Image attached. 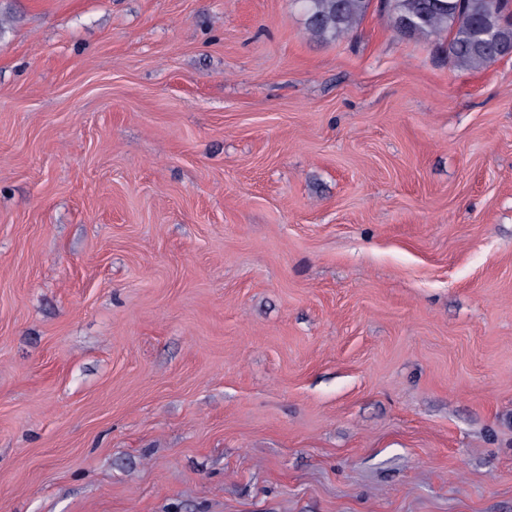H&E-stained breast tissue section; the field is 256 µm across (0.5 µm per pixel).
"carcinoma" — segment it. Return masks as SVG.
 Segmentation results:
<instances>
[{"label": "carcinoma", "mask_w": 512, "mask_h": 512, "mask_svg": "<svg viewBox=\"0 0 512 512\" xmlns=\"http://www.w3.org/2000/svg\"><path fill=\"white\" fill-rule=\"evenodd\" d=\"M393 28L418 38L448 34V61L480 70L512 56V0H386ZM307 30L333 42L363 23L372 0H296Z\"/></svg>", "instance_id": "cac0c4a2"}]
</instances>
